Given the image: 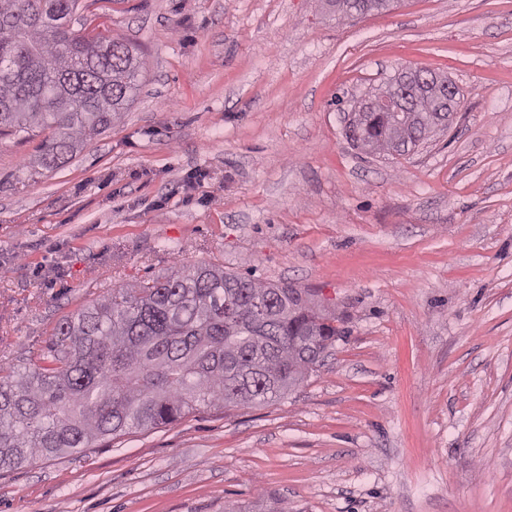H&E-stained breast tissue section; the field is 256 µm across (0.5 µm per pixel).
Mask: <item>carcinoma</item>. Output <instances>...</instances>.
<instances>
[{"instance_id": "1", "label": "carcinoma", "mask_w": 512, "mask_h": 512, "mask_svg": "<svg viewBox=\"0 0 512 512\" xmlns=\"http://www.w3.org/2000/svg\"><path fill=\"white\" fill-rule=\"evenodd\" d=\"M77 0H0V135L46 130L42 168L63 166L134 101L138 48L70 28ZM341 20L390 0H324ZM412 111L383 118L367 100L350 112L353 145L402 154L446 126L442 83ZM336 316L291 284L216 265L137 280L60 321L43 364L0 367V469L80 453L105 436L169 424L201 408L280 399L333 346Z\"/></svg>"}]
</instances>
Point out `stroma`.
Masks as SVG:
<instances>
[{"label":"stroma","mask_w":512,"mask_h":512,"mask_svg":"<svg viewBox=\"0 0 512 512\" xmlns=\"http://www.w3.org/2000/svg\"><path fill=\"white\" fill-rule=\"evenodd\" d=\"M142 87L55 170L0 136V364L179 267L309 290L345 331L274 402L207 408L0 470V512H512V0H79ZM405 67L460 92L405 155L347 140ZM321 2H324L333 16L339 20L349 16L347 5H351L359 14L387 10L392 5L390 0H324Z\"/></svg>","instance_id":"stroma-1"}]
</instances>
